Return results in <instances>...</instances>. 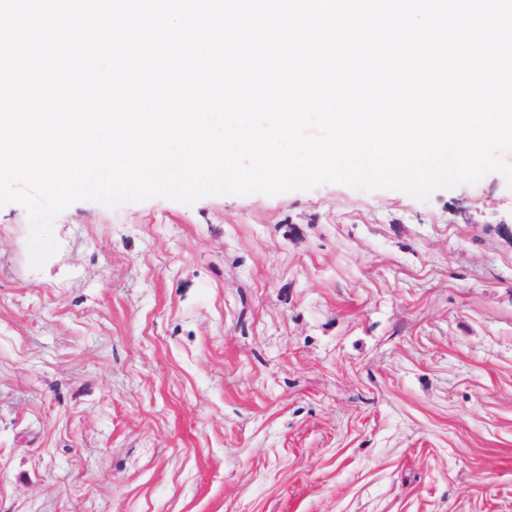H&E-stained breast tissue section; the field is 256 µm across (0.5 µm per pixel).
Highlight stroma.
Returning a JSON list of instances; mask_svg holds the SVG:
<instances>
[{
    "label": "stroma",
    "mask_w": 512,
    "mask_h": 512,
    "mask_svg": "<svg viewBox=\"0 0 512 512\" xmlns=\"http://www.w3.org/2000/svg\"><path fill=\"white\" fill-rule=\"evenodd\" d=\"M0 207V512H512V189Z\"/></svg>",
    "instance_id": "obj_1"
}]
</instances>
